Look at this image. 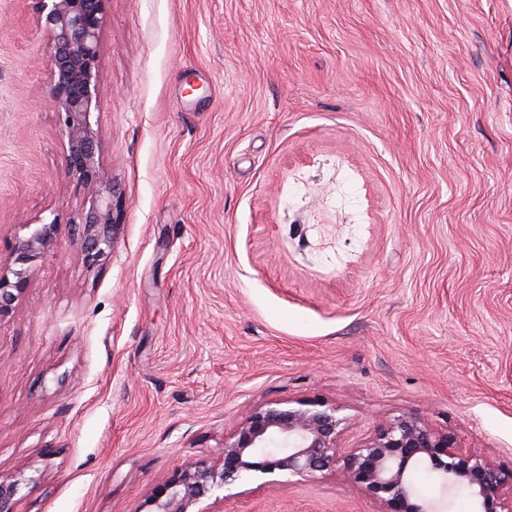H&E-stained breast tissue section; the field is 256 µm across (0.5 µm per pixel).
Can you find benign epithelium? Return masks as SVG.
Returning <instances> with one entry per match:
<instances>
[{"mask_svg":"<svg viewBox=\"0 0 512 512\" xmlns=\"http://www.w3.org/2000/svg\"><path fill=\"white\" fill-rule=\"evenodd\" d=\"M104 0H38L41 24L53 44L51 103L66 138V170L87 190L78 247L86 264L112 253L123 228L118 185L99 160L94 115L102 111L97 85ZM57 246L55 223L40 224L0 262V318L14 312L33 264ZM352 418L320 399L270 400L250 411L224 437L222 462L186 459L155 486L136 512H211L209 500L251 481L278 484L340 470L347 482L385 506L384 512H438L421 502L409 474L423 466L441 494L466 492L474 512H512V463L461 446L455 430H437L401 414L362 438L341 445ZM22 475H0V512H15Z\"/></svg>","mask_w":512,"mask_h":512,"instance_id":"7a95c632","label":"benign epithelium"}]
</instances>
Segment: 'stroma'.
Segmentation results:
<instances>
[{
    "mask_svg": "<svg viewBox=\"0 0 512 512\" xmlns=\"http://www.w3.org/2000/svg\"><path fill=\"white\" fill-rule=\"evenodd\" d=\"M111 255L49 105L37 0H0V260L55 221L0 318L16 512H136L271 399L354 446L403 412L512 461V0H106ZM213 512H383L325 472Z\"/></svg>",
    "mask_w": 512,
    "mask_h": 512,
    "instance_id": "stroma-1",
    "label": "stroma"
}]
</instances>
